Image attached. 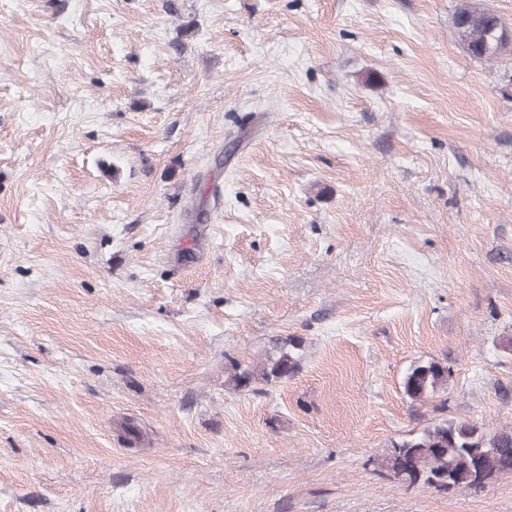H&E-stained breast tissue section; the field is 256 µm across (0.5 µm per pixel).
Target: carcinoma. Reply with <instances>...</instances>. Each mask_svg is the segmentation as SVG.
<instances>
[{"label": "carcinoma", "mask_w": 512, "mask_h": 512, "mask_svg": "<svg viewBox=\"0 0 512 512\" xmlns=\"http://www.w3.org/2000/svg\"><path fill=\"white\" fill-rule=\"evenodd\" d=\"M455 25L468 52L477 59L494 60L512 46V28L495 11L478 10L464 0L457 8ZM300 346L299 339L285 340L277 346V355L259 369L232 362L228 383L245 389L259 380L270 382L293 374ZM449 375L448 365L439 361L417 365L407 372L404 391L410 399L421 401L446 386ZM506 460L512 462V427L488 436L467 422L442 420L392 442L380 466L410 487L447 492L475 473L490 483L512 476V469L504 467Z\"/></svg>", "instance_id": "carcinoma-1"}]
</instances>
